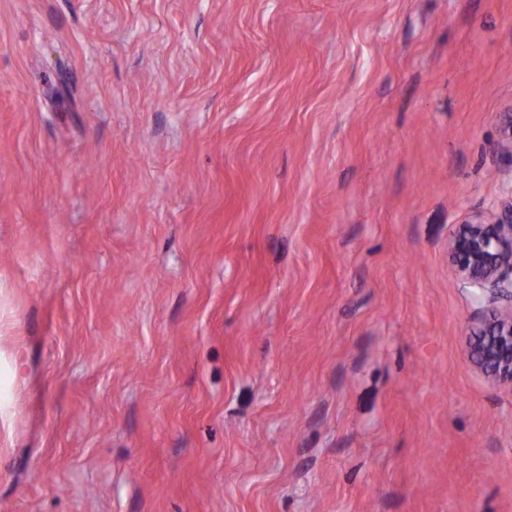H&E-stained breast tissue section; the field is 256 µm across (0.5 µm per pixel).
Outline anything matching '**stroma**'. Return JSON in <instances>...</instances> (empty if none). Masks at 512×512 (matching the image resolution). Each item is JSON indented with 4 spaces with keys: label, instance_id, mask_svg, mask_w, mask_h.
Masks as SVG:
<instances>
[{
    "label": "stroma",
    "instance_id": "obj_1",
    "mask_svg": "<svg viewBox=\"0 0 512 512\" xmlns=\"http://www.w3.org/2000/svg\"><path fill=\"white\" fill-rule=\"evenodd\" d=\"M510 108L512 0H0V512H512ZM510 200L469 214L448 243V260L464 284L489 291L490 307L473 332L471 361L491 381L512 386V187ZM499 300L510 305L496 306Z\"/></svg>",
    "mask_w": 512,
    "mask_h": 512
}]
</instances>
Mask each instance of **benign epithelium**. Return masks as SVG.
<instances>
[{
	"instance_id": "7a95c632",
	"label": "benign epithelium",
	"mask_w": 512,
	"mask_h": 512,
	"mask_svg": "<svg viewBox=\"0 0 512 512\" xmlns=\"http://www.w3.org/2000/svg\"><path fill=\"white\" fill-rule=\"evenodd\" d=\"M497 149L512 153V110L499 115ZM489 212L469 214L448 243L456 277L482 292L490 307L473 332L471 361L491 381L512 386V192Z\"/></svg>"
}]
</instances>
